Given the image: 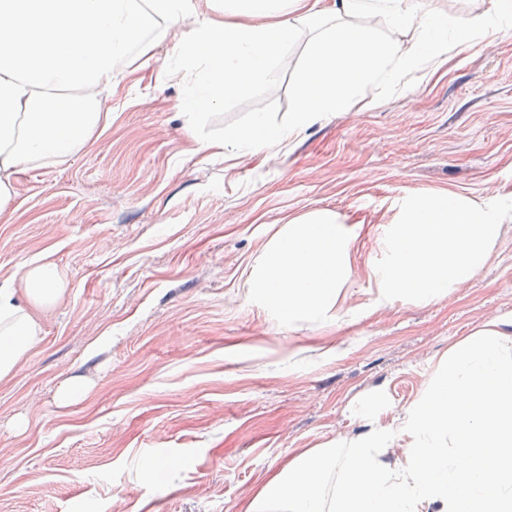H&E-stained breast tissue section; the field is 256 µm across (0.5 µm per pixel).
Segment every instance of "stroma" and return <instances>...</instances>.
Instances as JSON below:
<instances>
[{
    "instance_id": "stroma-1",
    "label": "stroma",
    "mask_w": 512,
    "mask_h": 512,
    "mask_svg": "<svg viewBox=\"0 0 512 512\" xmlns=\"http://www.w3.org/2000/svg\"><path fill=\"white\" fill-rule=\"evenodd\" d=\"M173 28L112 80V121L57 167L21 171L0 212V289L54 262L66 286L42 336L0 379V512H247L305 450L401 415L439 360L512 317V220L452 296L382 299L370 270L404 199L446 190L512 200V33L357 89L286 146L217 152L254 114L287 126L310 48L269 86L192 104ZM203 114L192 124L190 111ZM359 228L337 318L263 304L253 273L308 210ZM69 382L85 391L64 403Z\"/></svg>"
}]
</instances>
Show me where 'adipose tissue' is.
<instances>
[{"label":"adipose tissue","instance_id":"adipose-tissue-1","mask_svg":"<svg viewBox=\"0 0 512 512\" xmlns=\"http://www.w3.org/2000/svg\"><path fill=\"white\" fill-rule=\"evenodd\" d=\"M0 0V210L23 170L61 165L82 152L112 112L115 73L185 18L184 74L207 105L270 84L276 62L301 37L319 65L294 87L291 125L263 115L234 133L239 150L272 148L339 110L356 89L395 82L425 47L448 49L439 0ZM374 9L387 35L356 24ZM228 16L230 24L217 23ZM359 233L327 209L286 224L270 242L273 265L253 285L289 321L317 324L350 278ZM22 294L0 290V378L42 333L41 313L65 290L50 262L30 264ZM248 512H512V334L501 318L454 344L405 412L296 456L287 479Z\"/></svg>","mask_w":512,"mask_h":512}]
</instances>
